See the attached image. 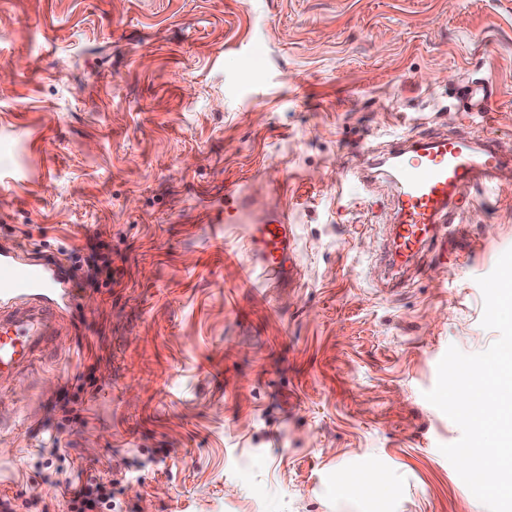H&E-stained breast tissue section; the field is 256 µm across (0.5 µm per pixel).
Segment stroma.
<instances>
[{
    "label": "stroma",
    "instance_id": "obj_1",
    "mask_svg": "<svg viewBox=\"0 0 512 512\" xmlns=\"http://www.w3.org/2000/svg\"><path fill=\"white\" fill-rule=\"evenodd\" d=\"M1 67L0 247L71 268L97 235L117 282L0 382V501L67 512L91 476L112 512H477L424 394L449 346L499 337L477 280L512 248V176L391 294L388 188L343 175L396 136L512 149V0H0ZM230 180L253 214L287 203L301 277L245 282L239 226L207 221Z\"/></svg>",
    "mask_w": 512,
    "mask_h": 512
}]
</instances>
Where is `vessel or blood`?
I'll use <instances>...</instances> for the list:
<instances>
[{"label":"vessel or blood","mask_w":512,"mask_h":512,"mask_svg":"<svg viewBox=\"0 0 512 512\" xmlns=\"http://www.w3.org/2000/svg\"><path fill=\"white\" fill-rule=\"evenodd\" d=\"M395 205L396 225L379 255L390 266L424 259L473 190L495 186L512 167V151L497 138L464 134L397 138L381 161ZM220 224L243 227V264L249 281L298 275L296 228L288 209L253 218L238 187H225ZM58 267L50 260L25 261L15 249L0 251V380L21 374L50 352L60 328Z\"/></svg>","instance_id":"1"}]
</instances>
